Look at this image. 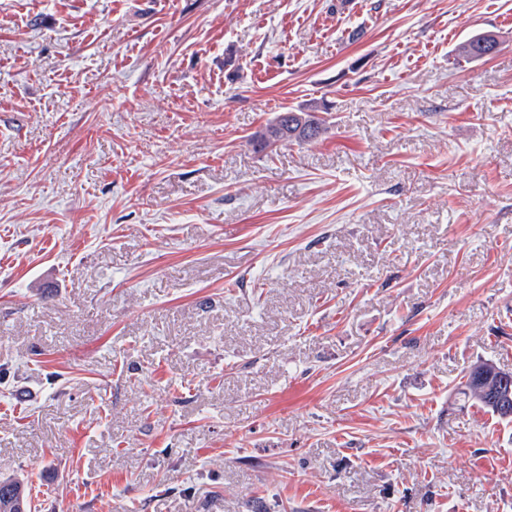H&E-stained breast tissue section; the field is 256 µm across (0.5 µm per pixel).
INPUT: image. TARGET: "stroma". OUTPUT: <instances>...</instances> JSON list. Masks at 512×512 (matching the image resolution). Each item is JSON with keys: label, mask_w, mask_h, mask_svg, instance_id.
Segmentation results:
<instances>
[{"label": "stroma", "mask_w": 512, "mask_h": 512, "mask_svg": "<svg viewBox=\"0 0 512 512\" xmlns=\"http://www.w3.org/2000/svg\"><path fill=\"white\" fill-rule=\"evenodd\" d=\"M286 109L326 132L260 150ZM480 362L512 372V0H0L31 512H512ZM480 38H481V41H480L481 45H483L485 41L492 40V39L499 42L497 36L494 34H491V33H483L480 35ZM481 45L479 44L478 35L471 36L468 39L461 42L458 45L457 50L460 55L467 57V58H483V57L489 56L497 51V49H494L491 46L482 47ZM486 53H490V54L485 55Z\"/></svg>", "instance_id": "1"}]
</instances>
